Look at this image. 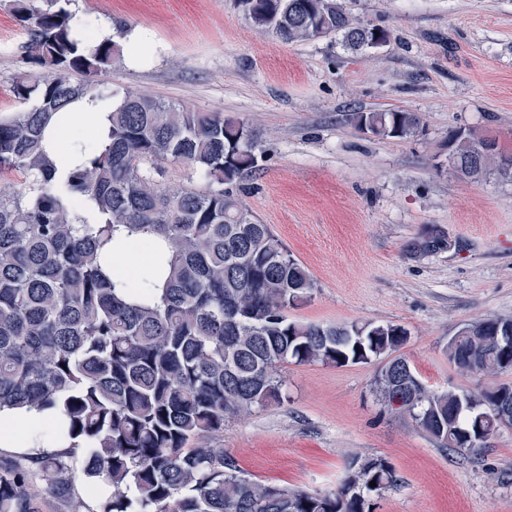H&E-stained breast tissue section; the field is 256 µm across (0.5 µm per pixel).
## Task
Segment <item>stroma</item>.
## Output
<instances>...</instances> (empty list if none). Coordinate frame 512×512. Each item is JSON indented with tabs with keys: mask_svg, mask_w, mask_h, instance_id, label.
Returning <instances> with one entry per match:
<instances>
[{
	"mask_svg": "<svg viewBox=\"0 0 512 512\" xmlns=\"http://www.w3.org/2000/svg\"><path fill=\"white\" fill-rule=\"evenodd\" d=\"M390 41L358 54L338 38L283 44L235 0H68L114 41L139 29L146 59L100 78L113 100L139 92L193 112H220L254 132L258 166L246 206L308 270L307 323L398 324L403 354L431 390L512 383L448 359L462 325L512 316V178H469L445 166L448 132L473 128L512 153V0H345ZM0 0V115L18 111L13 85L27 39ZM400 108L420 118L399 140L360 131L356 112ZM377 363L285 365L288 398L226 419L211 439L246 478L310 492L336 489L347 460L382 457L396 486L375 512H512V427L481 460L443 452L371 392Z\"/></svg>",
	"mask_w": 512,
	"mask_h": 512,
	"instance_id": "1",
	"label": "stroma"
}]
</instances>
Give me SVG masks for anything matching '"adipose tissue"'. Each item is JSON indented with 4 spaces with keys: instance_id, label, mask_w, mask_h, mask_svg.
I'll use <instances>...</instances> for the list:
<instances>
[{
    "instance_id": "adipose-tissue-1",
    "label": "adipose tissue",
    "mask_w": 512,
    "mask_h": 512,
    "mask_svg": "<svg viewBox=\"0 0 512 512\" xmlns=\"http://www.w3.org/2000/svg\"><path fill=\"white\" fill-rule=\"evenodd\" d=\"M108 129L107 115L91 105L78 103L63 116L53 117L45 131V146L59 171H67L82 158L81 148L89 143H101ZM154 243L148 238H128L123 249L108 255L107 261L123 281H137L144 267L143 259L151 255ZM55 413L32 410L0 412V447L49 448L53 441L48 426L58 421Z\"/></svg>"
}]
</instances>
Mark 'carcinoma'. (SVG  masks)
Wrapping results in <instances>:
<instances>
[{"label":"carcinoma","mask_w":512,"mask_h":512,"mask_svg":"<svg viewBox=\"0 0 512 512\" xmlns=\"http://www.w3.org/2000/svg\"><path fill=\"white\" fill-rule=\"evenodd\" d=\"M245 17L282 43L338 35L353 53L373 48L372 29L341 0H238ZM27 31L21 57L48 71L13 85L20 110L0 117V411L56 410L58 431L83 446L86 477L112 489L100 512H370L371 496L396 482L382 458L351 457L334 491L309 492L249 480L208 439L231 415L281 402L282 366L389 361L373 392L409 415L442 450L477 458L499 426L506 386L477 393L429 390L399 350L397 324L304 323L288 316L309 302L305 267L242 199L257 167L253 132L221 114L191 112L127 92L109 113L99 150L57 175L47 157L51 115L109 98L95 77L122 60L105 39L85 47L61 0H18ZM355 126L410 139L420 119L403 110L356 112ZM488 137L468 128L454 144L463 175L490 166ZM193 168L198 187L155 183L159 164ZM161 240L144 284L116 280L105 253L121 236ZM512 317L487 316L448 341L464 373L497 374L496 336ZM65 454L34 458L46 494L82 512ZM32 473L0 461V512H44ZM376 486H370V482Z\"/></svg>","instance_id":"1"}]
</instances>
